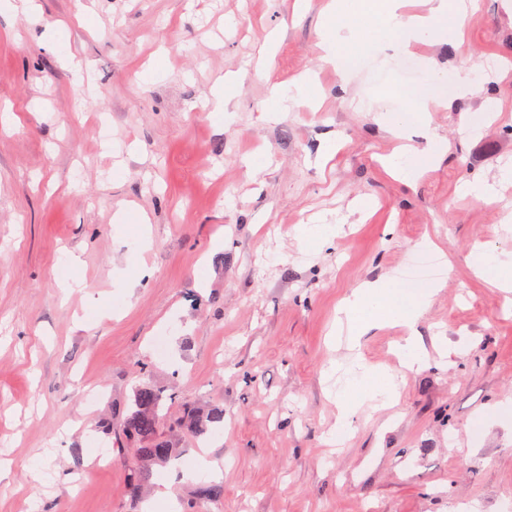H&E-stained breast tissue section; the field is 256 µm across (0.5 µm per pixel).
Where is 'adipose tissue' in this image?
<instances>
[{
    "instance_id": "ef3b65f1",
    "label": "adipose tissue",
    "mask_w": 512,
    "mask_h": 512,
    "mask_svg": "<svg viewBox=\"0 0 512 512\" xmlns=\"http://www.w3.org/2000/svg\"><path fill=\"white\" fill-rule=\"evenodd\" d=\"M409 5L410 0H381L382 36L388 39L394 50L406 51L412 41L420 38L446 37L449 32L448 10L452 8L448 0H427V9L422 13L411 12ZM318 36L322 62L340 73L372 47L370 35L360 17L351 11L347 0H330L322 11ZM416 100V110L396 115L383 112L375 115L376 122L398 141L386 164L407 182L417 180L438 159L435 150L418 151L405 145L409 127L428 128L430 112L448 105L447 99L435 93H419ZM439 290V285L434 284L421 289L415 298L403 301L399 299L397 284L390 276L362 282L352 289L338 308L342 320L348 325L350 348H357L361 338L372 331L400 325L408 330L404 343L397 347V357L402 367L411 371L426 365L431 354L447 356V344L438 342L433 349H426L416 329L424 310ZM342 370L346 385L338 395L337 431H345L351 418L361 408L377 410L391 406L396 401L398 385L395 375L388 368L368 364L356 357L343 364Z\"/></svg>"
}]
</instances>
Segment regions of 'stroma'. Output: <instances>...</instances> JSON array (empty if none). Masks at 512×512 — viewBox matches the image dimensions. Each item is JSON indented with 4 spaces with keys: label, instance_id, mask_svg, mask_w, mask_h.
<instances>
[{
    "label": "stroma",
    "instance_id": "35a3bbf8",
    "mask_svg": "<svg viewBox=\"0 0 512 512\" xmlns=\"http://www.w3.org/2000/svg\"><path fill=\"white\" fill-rule=\"evenodd\" d=\"M296 1L35 0L0 14V110L19 118L0 127V512H144L123 461L86 465L144 366L224 409L218 438H179L183 462L205 450L220 464L211 512H512V412L476 426L512 399V310L472 269L476 248L512 254V227L503 202L459 193L512 163V9L475 0L464 44L376 49L340 77L317 46L326 0L299 13ZM462 64L480 67L483 95L442 84L450 107L430 130L444 157L414 183L391 176L396 142L353 93L404 112ZM228 72L241 77L230 123L211 101ZM306 72L319 107L267 117L271 88ZM486 97L500 109L490 121ZM328 137L337 150L321 163ZM254 156L266 167L253 176ZM358 197L370 207L350 214ZM121 207L148 225L113 223ZM319 217L345 232L304 253L294 230ZM145 227L151 250H128ZM426 239L444 273L418 331L454 353L329 443L341 382L327 369L349 354L333 332L339 303ZM64 265L83 290L64 293ZM126 274L140 278L130 292ZM404 336L387 327L360 350L393 368Z\"/></svg>",
    "mask_w": 512,
    "mask_h": 512
}]
</instances>
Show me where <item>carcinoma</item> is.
I'll return each instance as SVG.
<instances>
[{"label": "carcinoma", "instance_id": "cac0c4a2", "mask_svg": "<svg viewBox=\"0 0 512 512\" xmlns=\"http://www.w3.org/2000/svg\"><path fill=\"white\" fill-rule=\"evenodd\" d=\"M178 396L148 382L134 386L125 416L117 424L100 423L102 432L111 439L116 457H132L128 466L127 490L131 498L139 499L153 478V467L177 459L181 449L175 438L184 433L203 437L224 425V409L202 410L187 402L180 403L177 413L169 412ZM224 487L213 481L196 489L188 512H206L208 504L223 498Z\"/></svg>", "mask_w": 512, "mask_h": 512}]
</instances>
